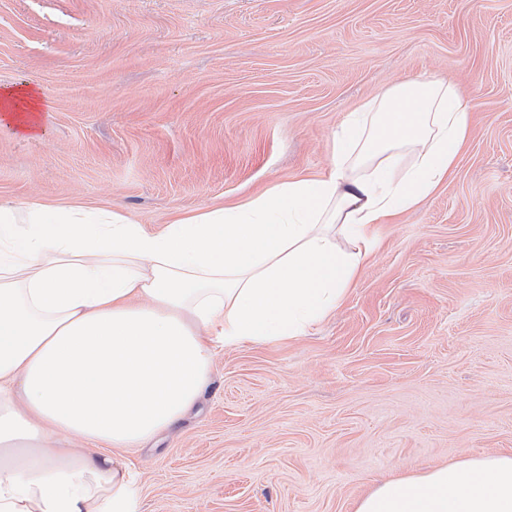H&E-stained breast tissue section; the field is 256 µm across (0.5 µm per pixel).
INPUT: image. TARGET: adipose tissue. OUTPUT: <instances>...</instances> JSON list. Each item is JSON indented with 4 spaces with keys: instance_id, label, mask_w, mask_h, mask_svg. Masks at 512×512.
Instances as JSON below:
<instances>
[{
    "instance_id": "obj_1",
    "label": "adipose tissue",
    "mask_w": 512,
    "mask_h": 512,
    "mask_svg": "<svg viewBox=\"0 0 512 512\" xmlns=\"http://www.w3.org/2000/svg\"><path fill=\"white\" fill-rule=\"evenodd\" d=\"M40 110L30 87L0 91L18 134L35 136ZM470 135L458 88L415 77L349 113L327 175L158 232L109 208L0 202V512H136L117 449L194 409L214 341L294 340L323 321L375 226L453 177ZM355 512H512V454L400 475Z\"/></svg>"
}]
</instances>
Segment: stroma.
<instances>
[{"instance_id":"1","label":"stroma","mask_w":512,"mask_h":512,"mask_svg":"<svg viewBox=\"0 0 512 512\" xmlns=\"http://www.w3.org/2000/svg\"><path fill=\"white\" fill-rule=\"evenodd\" d=\"M416 76L458 84L454 178L376 228L336 312L218 348L197 408L123 454L138 512H354L395 476L512 452V0H0V200L148 229L326 174L345 116ZM0 112V126H12L22 136H37L35 130L40 123L36 121V113L41 112V102L32 88L19 85L2 90Z\"/></svg>"}]
</instances>
